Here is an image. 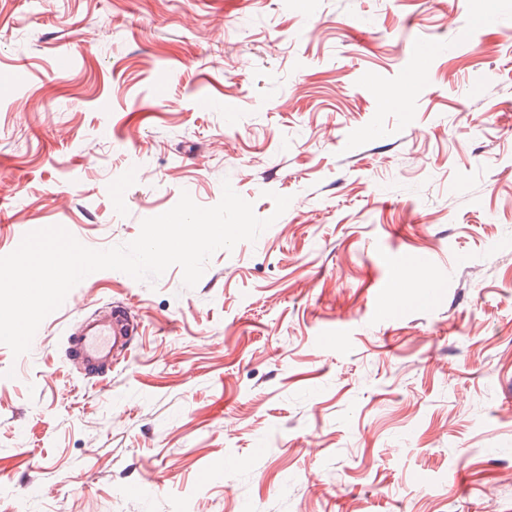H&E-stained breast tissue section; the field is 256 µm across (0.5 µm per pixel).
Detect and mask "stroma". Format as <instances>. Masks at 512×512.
Instances as JSON below:
<instances>
[{"mask_svg": "<svg viewBox=\"0 0 512 512\" xmlns=\"http://www.w3.org/2000/svg\"><path fill=\"white\" fill-rule=\"evenodd\" d=\"M1 73L0 256L226 181L275 222L0 344V512H512V0H0ZM128 312L121 308L112 310L111 320H98L92 316L84 319L80 330L69 337V350L78 360L87 376L102 378L112 371V364L127 350L130 336L138 327Z\"/></svg>", "mask_w": 512, "mask_h": 512, "instance_id": "obj_1", "label": "stroma"}]
</instances>
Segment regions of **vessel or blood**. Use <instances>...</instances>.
<instances>
[{
  "instance_id": "obj_1",
  "label": "vessel or blood",
  "mask_w": 512,
  "mask_h": 512,
  "mask_svg": "<svg viewBox=\"0 0 512 512\" xmlns=\"http://www.w3.org/2000/svg\"><path fill=\"white\" fill-rule=\"evenodd\" d=\"M135 330L128 312L117 308L111 319L86 317L75 337L69 338V350L87 376L100 378L111 372L116 359L125 353Z\"/></svg>"
}]
</instances>
